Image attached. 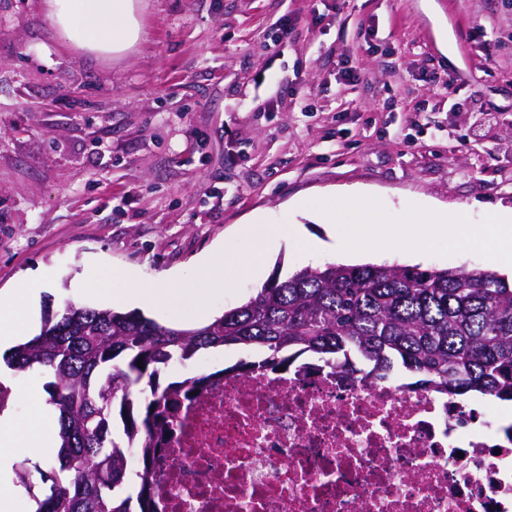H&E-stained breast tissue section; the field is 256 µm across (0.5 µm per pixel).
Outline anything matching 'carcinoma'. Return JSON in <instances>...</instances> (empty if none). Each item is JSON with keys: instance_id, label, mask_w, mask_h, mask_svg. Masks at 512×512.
Here are the masks:
<instances>
[{"instance_id": "carcinoma-1", "label": "carcinoma", "mask_w": 512, "mask_h": 512, "mask_svg": "<svg viewBox=\"0 0 512 512\" xmlns=\"http://www.w3.org/2000/svg\"><path fill=\"white\" fill-rule=\"evenodd\" d=\"M236 346L255 372L301 355L352 359L386 380L396 367L421 391L457 399L478 392L512 401V280L487 267L374 263L303 266L196 328L140 311L68 306L12 347L7 369H39L57 415V470L37 512H153L154 435L170 392L189 397L217 373L161 385L160 375L199 351ZM144 368H139L138 364ZM141 448L130 475L126 449Z\"/></svg>"}]
</instances>
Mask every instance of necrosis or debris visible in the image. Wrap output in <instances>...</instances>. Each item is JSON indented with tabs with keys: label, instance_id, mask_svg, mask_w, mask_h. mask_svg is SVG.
<instances>
[{
	"label": "necrosis or debris",
	"instance_id": "necrosis-or-debris-1",
	"mask_svg": "<svg viewBox=\"0 0 512 512\" xmlns=\"http://www.w3.org/2000/svg\"><path fill=\"white\" fill-rule=\"evenodd\" d=\"M172 422L155 512H512V405L301 357L226 372Z\"/></svg>",
	"mask_w": 512,
	"mask_h": 512
}]
</instances>
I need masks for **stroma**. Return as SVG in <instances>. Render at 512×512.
<instances>
[{"mask_svg":"<svg viewBox=\"0 0 512 512\" xmlns=\"http://www.w3.org/2000/svg\"><path fill=\"white\" fill-rule=\"evenodd\" d=\"M140 4L145 40L104 59L61 40L44 0H0V294L47 277L35 315L97 306L80 285L109 266L165 280L146 315L171 324L207 258L250 262L255 217L323 235L308 208L334 189L393 216L512 210V0ZM9 385L17 436L55 430L38 371Z\"/></svg>","mask_w":512,"mask_h":512,"instance_id":"35a3bbf8","label":"stroma"}]
</instances>
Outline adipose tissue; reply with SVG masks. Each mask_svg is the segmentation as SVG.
<instances>
[{"label":"adipose tissue","instance_id":"1","mask_svg":"<svg viewBox=\"0 0 512 512\" xmlns=\"http://www.w3.org/2000/svg\"><path fill=\"white\" fill-rule=\"evenodd\" d=\"M52 26L78 48L109 57L144 39L137 0H45ZM37 293L34 283L21 284L8 298L0 299V337H26V305ZM9 410L0 411V472L9 471L18 456L47 447L43 429L25 437L15 436Z\"/></svg>","mask_w":512,"mask_h":512}]
</instances>
